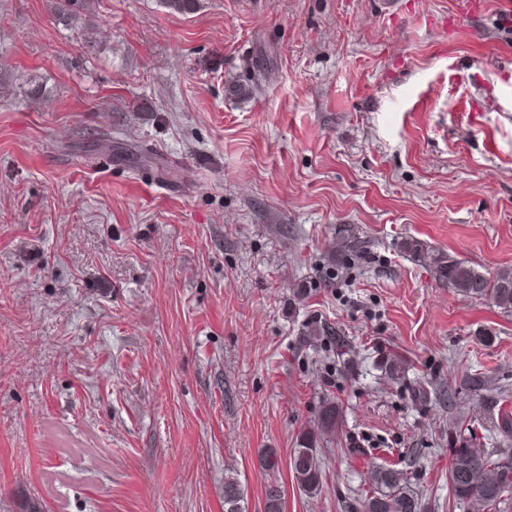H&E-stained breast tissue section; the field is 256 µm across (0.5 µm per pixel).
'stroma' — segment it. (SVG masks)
<instances>
[{"label": "stroma", "mask_w": 512, "mask_h": 512, "mask_svg": "<svg viewBox=\"0 0 512 512\" xmlns=\"http://www.w3.org/2000/svg\"><path fill=\"white\" fill-rule=\"evenodd\" d=\"M484 2L93 0L77 31L0 0V512H224L228 476L246 512L271 486L282 512H346L371 459L465 512L448 425L492 444L494 416L409 391L477 370L512 393V312L398 244L512 268V12ZM326 398L309 495L289 460Z\"/></svg>", "instance_id": "1"}]
</instances>
